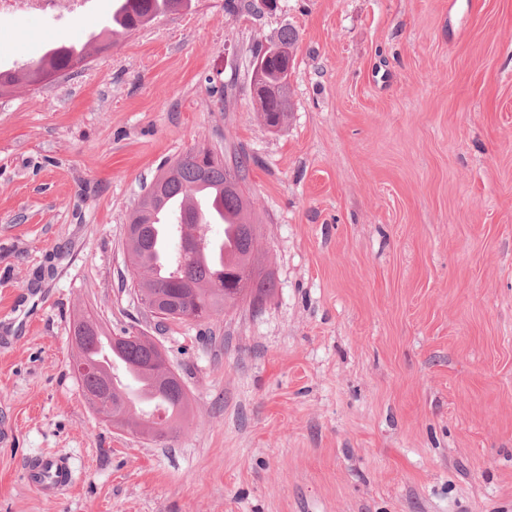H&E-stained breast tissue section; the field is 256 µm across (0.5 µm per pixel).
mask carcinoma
Returning <instances> with one entry per match:
<instances>
[{
    "mask_svg": "<svg viewBox=\"0 0 512 512\" xmlns=\"http://www.w3.org/2000/svg\"><path fill=\"white\" fill-rule=\"evenodd\" d=\"M137 3L134 13L127 15L124 24L111 20L99 33L91 36L94 52L105 53L113 45L116 33L131 32L154 21L157 17L174 12L188 4V0H116L112 15L125 11L127 4ZM298 33L293 28L280 30L275 38L267 42V48L253 53V64L260 69L255 83L260 117L271 131L280 130L291 112L294 102L290 87V76L295 62V46ZM89 54L75 55L70 45L56 44L50 47L39 61L24 66L19 71H0V96L10 93L19 85L38 86L41 81L64 73L76 71V66L88 61ZM248 158L243 153L221 158L208 149L199 151L198 158L190 161L175 160L170 166L169 177L161 184L155 196H145L130 213L128 222L146 225V233L135 239H126L125 249L130 267L138 272L135 283L139 299L149 296H166L183 299L190 305L200 302L208 317L231 308L228 303L226 278L242 272L258 262L256 231L251 229L247 216L248 196L245 181ZM205 186L220 195L223 217H232L233 237L229 250L223 251L222 266L216 271L205 269L200 261L202 253L216 251L221 244L208 235L200 236L202 245L188 252L184 249V236L168 235L166 251L173 275L161 279L156 276L154 263L158 242L155 239V214L167 207L175 197L190 199L195 190ZM273 281L268 276L259 277L257 292L260 300L250 299L243 293L238 302H247L252 307L262 304L269 296ZM73 328L84 332L85 340L80 355L96 368L76 374L84 396L101 398L97 413H107L118 424L129 431L155 439L164 429L171 430L185 419L190 408V399L185 390L167 387L166 371L153 363L152 340L143 337L129 342L122 349L111 346V338L104 335L100 325L89 313L78 318ZM165 409V419L156 420L159 409Z\"/></svg>",
    "mask_w": 512,
    "mask_h": 512,
    "instance_id": "carcinoma-1",
    "label": "carcinoma"
}]
</instances>
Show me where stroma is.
I'll return each mask as SVG.
<instances>
[{"mask_svg":"<svg viewBox=\"0 0 512 512\" xmlns=\"http://www.w3.org/2000/svg\"><path fill=\"white\" fill-rule=\"evenodd\" d=\"M113 2L0 20V68ZM285 26L294 110L272 132L250 61ZM200 146L253 157L274 292L159 327L127 285V217ZM89 308L180 375L167 442L88 406ZM40 454L71 462L57 499L22 478ZM0 512H512V0H193L0 98Z\"/></svg>","mask_w":512,"mask_h":512,"instance_id":"35a3bbf8","label":"stroma"}]
</instances>
